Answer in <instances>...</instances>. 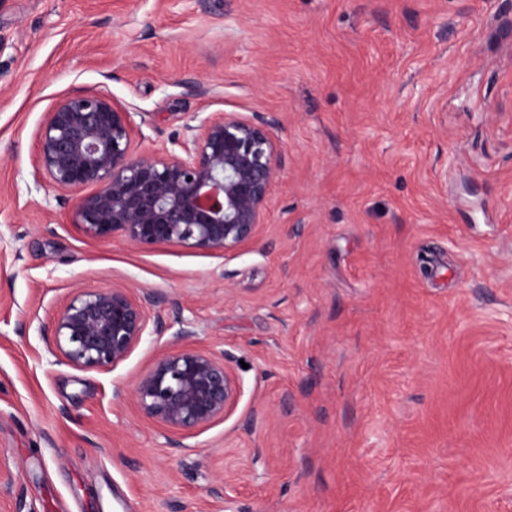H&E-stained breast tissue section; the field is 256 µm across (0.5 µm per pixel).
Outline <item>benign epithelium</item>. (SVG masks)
I'll use <instances>...</instances> for the list:
<instances>
[{
    "label": "benign epithelium",
    "instance_id": "obj_1",
    "mask_svg": "<svg viewBox=\"0 0 512 512\" xmlns=\"http://www.w3.org/2000/svg\"><path fill=\"white\" fill-rule=\"evenodd\" d=\"M133 113L104 91L59 100L38 129L36 186L76 195L73 223L95 239L120 232L138 247L158 243L222 255L256 237L278 180L281 144L271 123L235 113L195 116L158 152L138 153ZM122 286L75 288L51 322L55 353L82 370H109L163 322ZM242 394L222 351L179 348L134 383L140 408L170 430L230 417Z\"/></svg>",
    "mask_w": 512,
    "mask_h": 512
}]
</instances>
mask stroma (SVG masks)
<instances>
[{
    "label": "stroma",
    "instance_id": "35a3bbf8",
    "mask_svg": "<svg viewBox=\"0 0 512 512\" xmlns=\"http://www.w3.org/2000/svg\"><path fill=\"white\" fill-rule=\"evenodd\" d=\"M102 88L139 152L270 121L256 237L94 239L36 188L46 113ZM112 286L244 361L232 418L142 412L170 332L54 354L70 292ZM0 512H512V0H0Z\"/></svg>",
    "mask_w": 512,
    "mask_h": 512
}]
</instances>
